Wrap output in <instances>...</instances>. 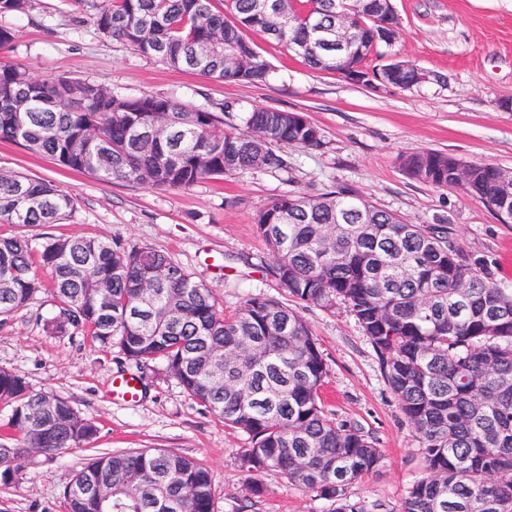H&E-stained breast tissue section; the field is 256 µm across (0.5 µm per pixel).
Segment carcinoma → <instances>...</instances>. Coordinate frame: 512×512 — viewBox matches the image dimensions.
Listing matches in <instances>:
<instances>
[{"mask_svg": "<svg viewBox=\"0 0 512 512\" xmlns=\"http://www.w3.org/2000/svg\"><path fill=\"white\" fill-rule=\"evenodd\" d=\"M99 34L175 70L224 83L263 85L270 63L247 37L253 29L300 53L315 69L349 71L379 54L366 0H79ZM354 16L344 55L328 32L336 4ZM33 0H0V16L25 14ZM238 60L224 64V46ZM420 69L388 80L418 84ZM244 129H224L214 112L145 94L118 96L78 76L41 78L0 62V140L45 154L64 169L101 181L188 189L238 170L288 168L284 148L322 146L321 129L298 112L255 107ZM454 157L427 150L401 158L413 180L454 187ZM466 191L492 207L512 197L502 169L471 164ZM77 209L76 194L19 172H0V222L57 224ZM372 223L356 224L360 213ZM345 214L351 224L336 223ZM273 255L268 272L289 297L331 310L342 304L377 354L384 379L421 443L424 473L400 512H512V288L490 277L448 237L444 224H410L339 187L289 193L255 217ZM50 272L61 310L44 323L55 333L88 331L138 365L161 360L184 391L248 436L240 468L247 491L276 471L294 486L366 512L350 487L383 466L381 449L325 409L324 358L306 322L275 297L254 295L230 313L211 288L170 256L130 250L104 237H0V317L28 306ZM108 297L99 296L100 288ZM0 400L11 455L0 454V482L19 479L21 463L44 448L56 455L97 436V426L66 400L35 392L0 369ZM112 484V503L96 489ZM67 512H213L206 467L161 449L93 457L64 490Z\"/></svg>", "mask_w": 512, "mask_h": 512, "instance_id": "cac0c4a2", "label": "carcinoma"}]
</instances>
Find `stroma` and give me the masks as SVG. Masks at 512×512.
Here are the masks:
<instances>
[{
	"label": "stroma",
	"mask_w": 512,
	"mask_h": 512,
	"mask_svg": "<svg viewBox=\"0 0 512 512\" xmlns=\"http://www.w3.org/2000/svg\"><path fill=\"white\" fill-rule=\"evenodd\" d=\"M403 34L374 65L394 57L429 78L409 90L372 88L310 68L302 57L250 32L270 62L266 84L222 83L173 70L125 44L102 38L77 0H35L25 15L0 22L14 42L0 60L44 78L74 75L116 95L170 96L186 106L223 114L239 125L243 112L268 107L299 112L320 127L323 145L289 148L288 168L251 169L187 189L103 182L56 165L20 145L0 141V169L51 181L78 196L75 213L57 224H0L40 242L46 235L105 237L125 248L167 253L230 311L256 294L280 296L268 274L272 259L257 235V213L286 193L316 195L341 186L353 196L412 224L446 220L449 237L492 278L512 288V223H501L459 187L437 188L409 178L401 156L438 150L468 163L512 170V0H394ZM326 364L323 401L337 419L362 428L384 454L376 474L352 485L365 508L400 512L406 489L424 467L422 448L385 384L378 357L343 307L297 304ZM59 313L50 289L0 322V369L20 373L36 391L58 395L95 423L91 443L37 457L20 481L0 484V512H65L66 486L89 458L103 453L163 449L190 457L211 474L214 512H236L247 496L239 457L248 440L189 397L163 362H129L87 332L59 334L44 323ZM133 374L138 401H114V378ZM266 493L248 512H333L332 501L261 474Z\"/></svg>",
	"instance_id": "obj_1"
}]
</instances>
